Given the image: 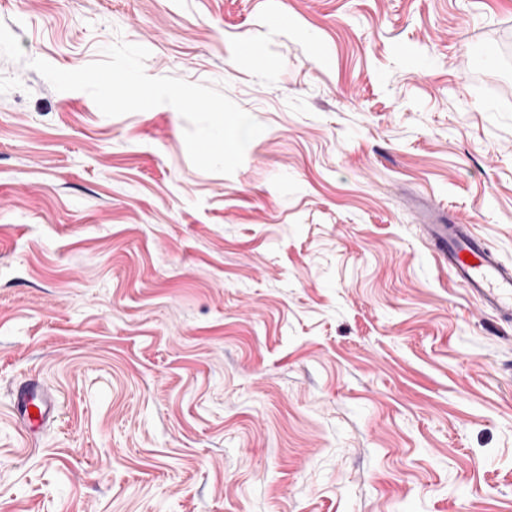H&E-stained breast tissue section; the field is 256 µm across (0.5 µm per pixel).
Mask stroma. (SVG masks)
Segmentation results:
<instances>
[{"label": "stroma", "mask_w": 512, "mask_h": 512, "mask_svg": "<svg viewBox=\"0 0 512 512\" xmlns=\"http://www.w3.org/2000/svg\"><path fill=\"white\" fill-rule=\"evenodd\" d=\"M119 41L264 125L233 174L28 65ZM451 221L512 263V0H0V512H512ZM13 409L22 428L33 432L54 418L57 398L41 381L30 378L15 389Z\"/></svg>", "instance_id": "stroma-1"}]
</instances>
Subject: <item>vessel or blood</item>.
Here are the masks:
<instances>
[{"mask_svg":"<svg viewBox=\"0 0 512 512\" xmlns=\"http://www.w3.org/2000/svg\"><path fill=\"white\" fill-rule=\"evenodd\" d=\"M425 231L435 260L475 301L478 311L512 323V265L503 262L471 225L429 224ZM13 409L22 428L31 432L53 419L57 399L31 378L17 386Z\"/></svg>","mask_w":512,"mask_h":512,"instance_id":"1","label":"vessel or blood"}]
</instances>
